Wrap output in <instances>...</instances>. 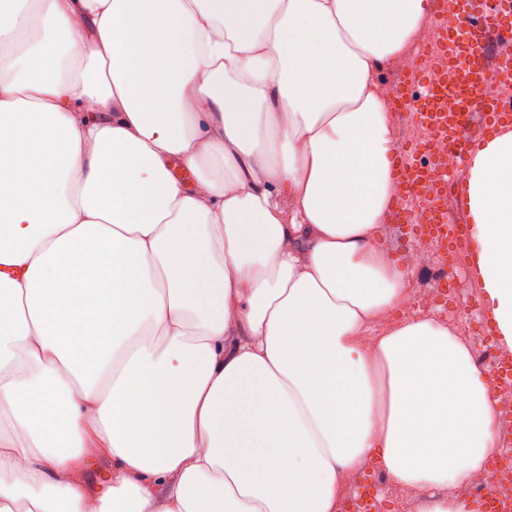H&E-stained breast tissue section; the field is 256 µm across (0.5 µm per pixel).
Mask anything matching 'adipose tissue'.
Wrapping results in <instances>:
<instances>
[{"label": "adipose tissue", "mask_w": 512, "mask_h": 512, "mask_svg": "<svg viewBox=\"0 0 512 512\" xmlns=\"http://www.w3.org/2000/svg\"><path fill=\"white\" fill-rule=\"evenodd\" d=\"M428 30L426 0H0V512H339L372 462L483 512L472 345L370 329L406 296L383 73ZM465 211L512 351V130Z\"/></svg>", "instance_id": "adipose-tissue-1"}]
</instances>
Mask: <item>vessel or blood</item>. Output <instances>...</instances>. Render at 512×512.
<instances>
[{
  "mask_svg": "<svg viewBox=\"0 0 512 512\" xmlns=\"http://www.w3.org/2000/svg\"><path fill=\"white\" fill-rule=\"evenodd\" d=\"M430 28L436 40L428 63L410 72L404 87L418 97L409 117L427 136L394 153L402 194L393 221L450 252L471 227L449 217L448 192L464 193L473 152L487 136L512 128V109L502 107L499 95L512 86V11L499 0H432ZM437 142L452 146L456 166L434 150Z\"/></svg>",
  "mask_w": 512,
  "mask_h": 512,
  "instance_id": "b4317fda",
  "label": "vessel or blood"
}]
</instances>
